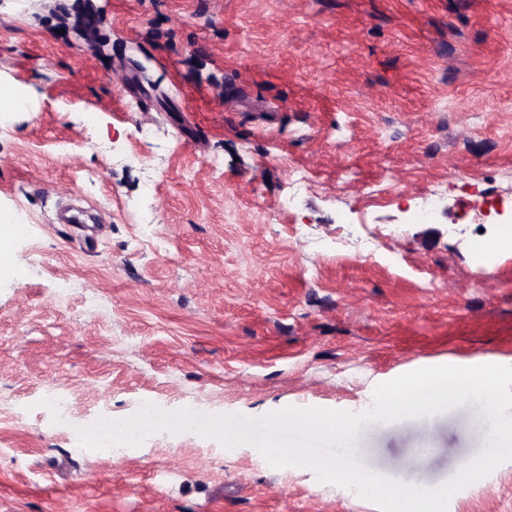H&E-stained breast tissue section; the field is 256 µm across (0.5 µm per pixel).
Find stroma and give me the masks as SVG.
I'll use <instances>...</instances> for the list:
<instances>
[{
	"label": "stroma",
	"mask_w": 512,
	"mask_h": 512,
	"mask_svg": "<svg viewBox=\"0 0 512 512\" xmlns=\"http://www.w3.org/2000/svg\"><path fill=\"white\" fill-rule=\"evenodd\" d=\"M0 97V225L32 227L4 242L0 512H380L191 431L76 451L56 386L88 427L143 396L360 412L423 367L512 366V251L473 249L512 233V0H0ZM489 431L469 402L357 448L442 485ZM448 512H512V461Z\"/></svg>",
	"instance_id": "35a3bbf8"
}]
</instances>
